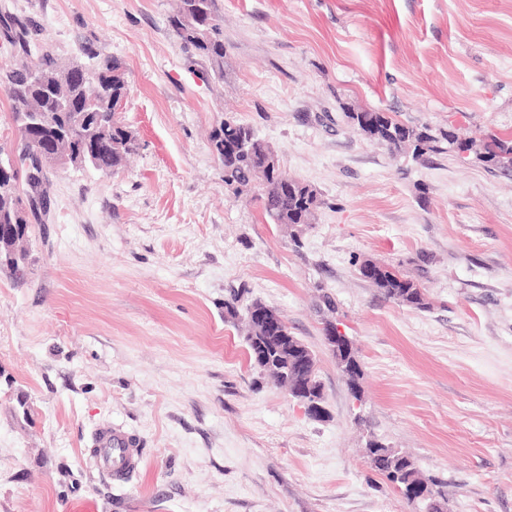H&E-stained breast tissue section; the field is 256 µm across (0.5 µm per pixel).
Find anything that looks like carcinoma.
<instances>
[{
  "mask_svg": "<svg viewBox=\"0 0 512 512\" xmlns=\"http://www.w3.org/2000/svg\"><path fill=\"white\" fill-rule=\"evenodd\" d=\"M173 35L182 45L206 58L218 76L224 73V28L216 0H180L177 12L169 19ZM87 63L61 66L43 49L24 43L22 56L6 73L5 92L12 102L17 129V145L10 173L0 178V225L26 224L28 216L48 211L50 186L43 177L39 156L53 158L59 139L66 137L70 148L64 152L68 163L89 164L105 175L119 173L128 156L139 148L136 136L113 110L114 102L127 90L122 64L110 55L92 53ZM354 127L369 139L392 151L412 150L419 157L428 152H460L459 145L484 163L512 169V136L494 137L478 145L455 132L434 135L426 127L405 125L387 112H351ZM249 144L251 155L224 153V183L247 186L260 177L265 183L264 208L277 224H309L320 204L317 192L309 185L288 177L281 168L265 166L271 149L253 129L232 119L211 136L212 147L222 139ZM389 300L412 309L427 308L419 284L396 269L381 264L378 275L366 277ZM348 385L360 398L363 376L357 359L345 370ZM371 464L402 493L416 484L435 500V512H447L442 483L426 478L413 459L380 442L367 450Z\"/></svg>",
  "mask_w": 512,
  "mask_h": 512,
  "instance_id": "1",
  "label": "carcinoma"
}]
</instances>
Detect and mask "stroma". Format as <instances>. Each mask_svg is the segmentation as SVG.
Instances as JSON below:
<instances>
[{
  "label": "stroma",
  "instance_id": "obj_1",
  "mask_svg": "<svg viewBox=\"0 0 512 512\" xmlns=\"http://www.w3.org/2000/svg\"><path fill=\"white\" fill-rule=\"evenodd\" d=\"M176 6L0 0V74L28 36L62 63L114 56L139 142L115 175L49 170L26 274L0 270V512H413L372 437L443 482L449 512H512V170L394 153L345 116L512 133V0H217L220 77L171 33ZM227 116L317 191L311 224L274 223L261 182L225 185L209 133ZM366 260L428 309L386 299ZM237 292L314 352L325 417L253 367ZM107 424L139 445L122 482L93 464ZM378 275L370 277L364 274L366 280L371 282L389 300L405 305L412 309L423 310L427 308L426 297L419 284L402 276L396 269L379 264Z\"/></svg>",
  "mask_w": 512,
  "mask_h": 512
}]
</instances>
